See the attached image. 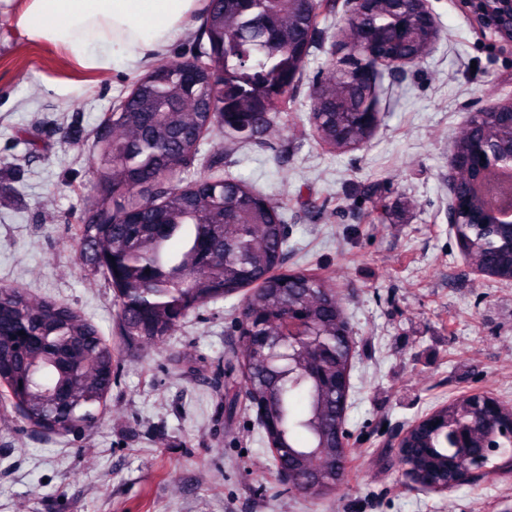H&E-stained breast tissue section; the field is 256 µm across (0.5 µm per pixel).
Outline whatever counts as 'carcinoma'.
I'll return each instance as SVG.
<instances>
[{
    "instance_id": "obj_1",
    "label": "carcinoma",
    "mask_w": 512,
    "mask_h": 512,
    "mask_svg": "<svg viewBox=\"0 0 512 512\" xmlns=\"http://www.w3.org/2000/svg\"><path fill=\"white\" fill-rule=\"evenodd\" d=\"M332 3L312 13L292 0H209L202 35L209 47L186 60H166L138 79L107 123L99 158L98 200L77 224L80 258L104 271L117 297L121 335L157 347L186 315L247 291L240 313L246 331L232 351L239 377L233 396L263 404L269 420L258 437L272 457L323 498L344 489L353 471L347 411L353 336L344 304L326 276L309 269L281 272L286 219L282 207L244 181L212 174L186 185L180 169L196 160L204 140L250 143L288 119L313 31ZM389 22V4L347 17L344 37L358 47L374 23ZM419 30L403 52L428 54ZM330 66L316 83L310 120L320 144L344 149L372 130L360 117L369 99L353 67ZM472 136L493 147L512 132L492 115ZM460 252L486 275L512 283V229L458 224ZM296 326L287 360L270 343ZM118 357L95 324L75 308L36 300L20 287H0V403L47 432L91 426L112 385ZM432 426L410 430L399 465L419 487L456 486L472 451L495 448L480 469L512 473V407L486 414L458 396L423 415Z\"/></svg>"
}]
</instances>
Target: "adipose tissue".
I'll return each mask as SVG.
<instances>
[{
  "label": "adipose tissue",
  "instance_id": "adipose-tissue-1",
  "mask_svg": "<svg viewBox=\"0 0 512 512\" xmlns=\"http://www.w3.org/2000/svg\"><path fill=\"white\" fill-rule=\"evenodd\" d=\"M0 0L29 39L66 48L84 67L109 69L114 59L136 64L160 52L201 0Z\"/></svg>",
  "mask_w": 512,
  "mask_h": 512
}]
</instances>
